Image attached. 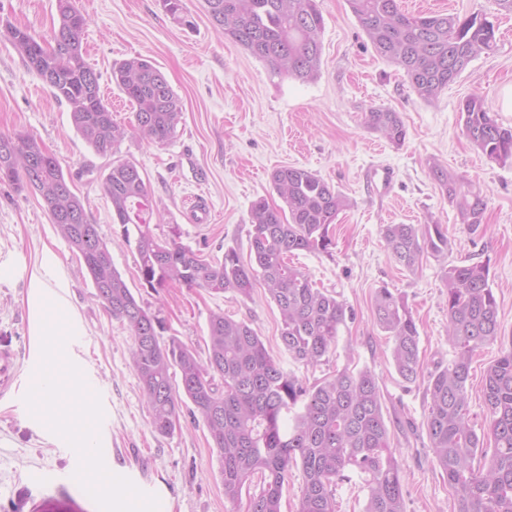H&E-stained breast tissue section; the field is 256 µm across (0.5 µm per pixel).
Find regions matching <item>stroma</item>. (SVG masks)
Returning <instances> with one entry per match:
<instances>
[{"instance_id":"obj_1","label":"stroma","mask_w":512,"mask_h":512,"mask_svg":"<svg viewBox=\"0 0 512 512\" xmlns=\"http://www.w3.org/2000/svg\"><path fill=\"white\" fill-rule=\"evenodd\" d=\"M74 4L87 21L84 59L99 73L114 119L132 118L131 103L112 80V66L122 60H150L182 99V121L168 144L128 138L116 155L135 162L146 180L156 201L155 233L209 261L223 258L231 246L247 254L251 203L260 197L278 200L272 170L282 165L308 169L343 193L349 206L333 226L329 249L299 251L292 261L308 270L318 287L336 293L352 319L341 325L325 362L311 367L282 351L280 314L263 287H255L247 299L179 284L156 292L140 288L135 244L126 241L122 225L113 223L101 192L116 157L100 155L82 140L67 106L53 98L7 38L8 27L15 26L50 40L59 21L57 0H0V132L32 133L57 157L107 243L113 265L162 320L163 338H179L206 356L208 318L221 311L250 321L269 353L305 385L346 367L371 370L390 420L405 512H458L423 425L426 388L435 367L452 358L443 283L450 266L487 264L498 302L501 337L475 353L467 385L476 431L487 427L486 369L512 346V163L492 162L474 150L459 121L461 101L478 93L500 124L512 126V109L503 106L512 89V34L505 32L512 14L501 11L496 0H427L428 13L487 19L496 37L493 51L475 58L437 100L428 102L413 92L396 65L377 54L347 0L318 2L324 18L321 65L307 82L273 75L264 62L217 33L203 0H183L178 19L161 0ZM372 105L400 113L407 130L401 146L365 127L364 113ZM432 159L486 194L483 232L471 233L460 224L455 207L428 174ZM381 167L394 172L386 192L370 179L371 170ZM196 197L208 206L210 221H187L185 207ZM429 221L447 227L451 247L442 256L424 255L416 269L407 270L387 249L380 227ZM48 254L56 261L51 275L83 326L67 349L100 397L104 460L140 490L167 502L168 512H246V502L224 499L203 423L184 410L173 434L154 431L130 366L128 330L95 298L83 261L56 232L40 198L16 193L5 183H0V263L14 266L16 274L0 281V349L14 352L16 378L0 388V512H99L74 480L77 454L24 402L36 357L27 293L32 279L46 273ZM384 287L404 297L420 332L422 369L412 383L396 373L391 344L376 322L374 298Z\"/></svg>"}]
</instances>
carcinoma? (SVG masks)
<instances>
[{"mask_svg":"<svg viewBox=\"0 0 512 512\" xmlns=\"http://www.w3.org/2000/svg\"><path fill=\"white\" fill-rule=\"evenodd\" d=\"M59 25L53 52L20 28L9 40L26 64L65 103L75 131L96 153L112 156L128 136L158 145L175 137L183 104L150 61L132 58L112 68V80L133 105L129 125L112 118L101 95L99 74L84 57L85 17L73 0H57ZM214 27L264 61L271 72L301 81L320 69L324 19L317 0H204ZM376 52L403 71L423 100L438 98L480 54L493 50L494 26L473 14L408 16L400 0H348ZM462 132L473 148L497 163L512 162V128L491 115L480 94L460 106ZM364 123L391 144L401 145L406 128L395 110L376 106ZM14 158L0 156V183L40 197L56 231L83 259L95 297L129 331L131 361L150 423L161 435L174 432L180 405H193L216 448L224 500L236 504L258 481L248 512H281L283 489L295 467L303 472L298 512H336L335 491L345 472L367 476L364 512H404L399 466L390 446L377 377L348 368L306 386L287 374L266 349L252 323L222 312L208 318L207 357L176 337L160 339L162 320L148 312L112 264L98 225L90 223L82 199L59 160L26 132L0 134ZM429 175L459 222L476 232L483 226L487 199L465 187L435 161ZM270 181L282 204L260 198L249 209V260L229 247L217 261L190 247L162 241L151 229L152 199L136 164L115 159L101 189L112 219L134 237L140 286L153 292L169 284L204 288L214 294L251 297L261 283L281 315L280 341L289 357L318 365L336 345L346 306L319 288L312 275L290 262L297 251L325 250L330 226L349 206L348 198L315 173L295 166L275 168ZM380 233L396 261L415 269L421 256L448 251V231L438 223L383 224ZM448 342L454 357L430 374L424 426L437 465L454 492L459 512H512V348L485 373L484 401L492 449L484 448L469 418L467 382L474 352L501 336L498 304L482 264L450 266L444 272ZM379 327L392 341L397 374L407 383L421 372L420 335L404 299L387 288L375 298ZM180 385L173 386V376Z\"/></svg>","mask_w":512,"mask_h":512,"instance_id":"obj_1","label":"carcinoma"}]
</instances>
